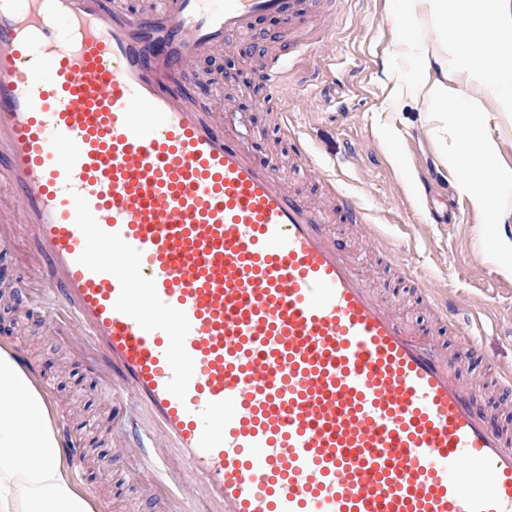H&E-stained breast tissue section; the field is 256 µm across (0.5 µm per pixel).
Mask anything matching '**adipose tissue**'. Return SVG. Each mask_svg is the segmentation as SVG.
I'll return each instance as SVG.
<instances>
[{
    "mask_svg": "<svg viewBox=\"0 0 512 512\" xmlns=\"http://www.w3.org/2000/svg\"><path fill=\"white\" fill-rule=\"evenodd\" d=\"M404 32L419 17L438 29L443 52L422 54L409 82L439 110L453 114L451 163L458 192L487 223L502 224V197L512 194V167L500 161L512 131V52L494 40L512 32V0H390ZM0 512L14 501L28 512H92L57 452L52 416L32 379L0 348Z\"/></svg>",
    "mask_w": 512,
    "mask_h": 512,
    "instance_id": "1",
    "label": "adipose tissue"
}]
</instances>
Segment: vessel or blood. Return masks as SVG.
Masks as SVG:
<instances>
[{
  "label": "vessel or blood",
  "mask_w": 512,
  "mask_h": 512,
  "mask_svg": "<svg viewBox=\"0 0 512 512\" xmlns=\"http://www.w3.org/2000/svg\"><path fill=\"white\" fill-rule=\"evenodd\" d=\"M298 3L0 0V240H34L50 333L106 355L112 434L166 512H512V429L175 90L256 20L300 26Z\"/></svg>",
  "instance_id": "1"
}]
</instances>
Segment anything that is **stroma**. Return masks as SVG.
I'll list each match as a JSON object with an SVG mask.
<instances>
[{
  "label": "stroma",
  "mask_w": 512,
  "mask_h": 512,
  "mask_svg": "<svg viewBox=\"0 0 512 512\" xmlns=\"http://www.w3.org/2000/svg\"><path fill=\"white\" fill-rule=\"evenodd\" d=\"M400 43L387 0H347L321 45L293 51L286 26L258 21L248 40L203 57L198 81L184 93L192 102L223 110L224 98L211 80L229 67L236 102L226 124L248 144L278 157L292 190L311 195L314 183L288 163L287 138L300 137L319 173L339 180L368 210L397 259L389 261L372 236L341 214L330 226L339 246L364 256L365 278L395 301L410 324L423 326L433 317L400 267L447 296L480 344L471 347L450 328L436 340L459 361L461 378L480 384L500 367H512V276L488 257L484 219L456 189L458 173L448 161L451 116L408 83L418 52L440 51L439 34L423 18L412 47ZM285 53L290 63L279 88L261 89L258 70L269 57ZM35 251L25 235L0 243V285L24 296L17 307L0 300V344L29 357L54 424H69L86 444L84 465L69 475L92 512H161L160 499L142 493L140 479L115 457L110 426L123 408L100 398L106 366L92 350L63 351L47 330L41 286L26 277Z\"/></svg>",
  "instance_id": "obj_1"
}]
</instances>
